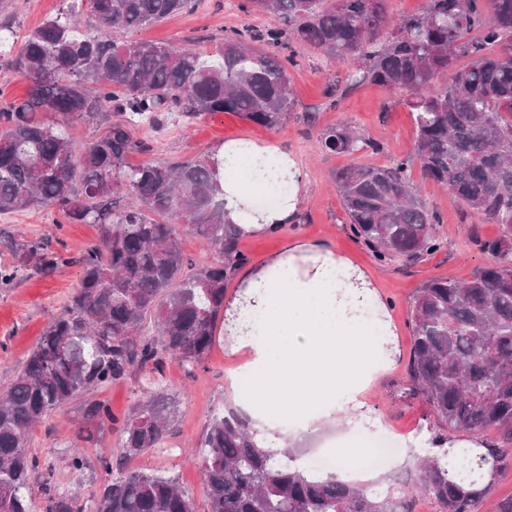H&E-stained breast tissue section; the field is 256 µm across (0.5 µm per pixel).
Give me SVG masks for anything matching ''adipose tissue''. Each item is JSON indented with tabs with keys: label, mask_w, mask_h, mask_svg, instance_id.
Segmentation results:
<instances>
[{
	"label": "adipose tissue",
	"mask_w": 512,
	"mask_h": 512,
	"mask_svg": "<svg viewBox=\"0 0 512 512\" xmlns=\"http://www.w3.org/2000/svg\"><path fill=\"white\" fill-rule=\"evenodd\" d=\"M224 161V208L247 235L279 231L301 203L304 173L279 147L248 138L215 150ZM370 277L324 242H292L246 268L226 297L224 334L248 361L228 377L255 378L236 405L274 445L322 424L353 423L394 329Z\"/></svg>",
	"instance_id": "adipose-tissue-1"
}]
</instances>
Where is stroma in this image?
<instances>
[{"mask_svg":"<svg viewBox=\"0 0 512 512\" xmlns=\"http://www.w3.org/2000/svg\"><path fill=\"white\" fill-rule=\"evenodd\" d=\"M242 0H198L195 8L165 22L138 29L136 41L161 42L177 49H211L212 39L245 25L258 29L277 26L271 13H244ZM67 9V0H0V27L8 28L20 41L35 27ZM298 64L291 70V87L297 106L288 122L270 131L243 120L236 114L220 112L204 115L193 123H183L169 115L158 130L141 123L132 129L134 138L149 141V155L131 154L129 165L144 161L174 163L199 157L229 139L246 137L260 144H272L291 154L303 168L306 178L301 205L292 224L279 236H240L238 246L251 261H259L294 241H326L348 256L371 277L380 296L389 304L396 330L394 361L390 368L369 385L362 396L375 417V428L399 435L392 462L370 471V485L383 494L389 488L410 485L414 477L416 449L430 446L435 419L423 398L405 394L407 368L411 356L408 327L410 301L427 281L442 278L470 279L489 264L477 242L498 237L502 227L482 223L451 200L448 191L413 169L411 179L416 193L437 215V229L445 246L423 259L400 258L378 261L357 241L348 216L336 192L331 175L349 160L389 165L413 154L416 131L414 120L400 95L379 86L363 84L349 89L338 86L343 65L304 45H293ZM355 127L369 146L355 158L325 152L318 147L322 130L337 125ZM50 207L0 214V260L7 258L5 240L23 235L27 240H51L67 262L48 277L22 272L12 287L0 289V390L5 389L20 369L23 359L36 346L51 319L63 312L76 292L80 268L72 264L81 247L96 243L100 229L94 224H62ZM224 334H217L204 363L165 359L161 369L146 365L134 369L124 380L82 394L53 411L35 426L28 439L29 450L42 464L55 469L58 491L79 490L91 496L101 486L104 473L101 460L123 464L128 470H160L174 475L194 501L195 512H209L201 481L202 460L196 445L212 410L232 401L227 384L232 369L244 358L230 354ZM161 373L163 387L174 395L177 417L164 447L135 457L123 456L117 435L88 415L92 402L107 403L117 416L127 415L142 396L145 377ZM82 449L87 466L79 472L65 468L64 456L70 449Z\"/></svg>","mask_w":512,"mask_h":512,"instance_id":"1","label":"stroma"}]
</instances>
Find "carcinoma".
Returning <instances> with one entry per match:
<instances>
[{
	"label": "carcinoma",
	"instance_id": "1",
	"mask_svg": "<svg viewBox=\"0 0 512 512\" xmlns=\"http://www.w3.org/2000/svg\"><path fill=\"white\" fill-rule=\"evenodd\" d=\"M386 0H245L240 9L277 15L265 30L234 29L211 51L177 50L126 36L191 8L192 0H72L43 22L11 59L27 97L0 109V214L46 206L70 224H97L99 241L81 250L72 304L52 319L11 384L0 392V512H31L32 490L46 512H194L177 478L162 472L112 474L88 500L54 491L51 473L28 449L31 428L89 390L124 379L161 355L203 362L224 318L225 282L248 257L224 220L220 166L208 153L176 165L126 158L150 145L132 137L147 121L164 125L233 112L268 130L294 108L290 69L279 49L303 43L346 64L351 86L376 84L404 96L415 116L412 157L391 165L351 163L333 174L354 236L381 261L420 259L443 247L436 215L413 190L410 170L507 234L479 241L490 264L464 283L432 279L410 306L408 389L432 408L443 433L472 435V448L418 459L416 491L441 512H474L492 484L488 461L512 466V0H427L398 20ZM461 56L471 58L460 68ZM119 120L112 121V116ZM107 123L76 145L69 128ZM320 147L354 155L369 146L349 125L324 130ZM195 231L216 262L197 268L180 246ZM0 263V288L17 273L48 275L64 263L47 240L14 239ZM155 327L152 334L149 327ZM89 414L113 426L126 456L161 448L176 417L156 391L120 419L101 402ZM493 431L487 441L480 434ZM209 512H412L411 496L343 483L273 449L232 405L212 415L197 444Z\"/></svg>",
	"mask_w": 512,
	"mask_h": 512
}]
</instances>
